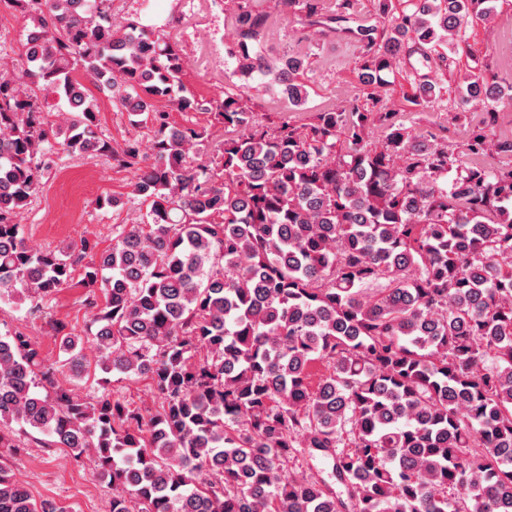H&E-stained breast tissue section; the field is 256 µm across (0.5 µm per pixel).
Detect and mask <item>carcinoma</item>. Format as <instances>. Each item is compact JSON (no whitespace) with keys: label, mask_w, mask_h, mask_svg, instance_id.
Instances as JSON below:
<instances>
[{"label":"carcinoma","mask_w":512,"mask_h":512,"mask_svg":"<svg viewBox=\"0 0 512 512\" xmlns=\"http://www.w3.org/2000/svg\"><path fill=\"white\" fill-rule=\"evenodd\" d=\"M4 2L38 43L21 75L0 73V299L37 315L84 289L90 335L49 326L74 378L102 377L64 386L29 336L0 335V512H63L8 464L30 430L121 488L111 512H512V137L485 133L512 111V78L467 35L509 0H372L367 17L358 0H277L302 38L355 50L360 94L300 124L260 118L250 81L274 75L300 107L311 54L270 59L269 14L231 0L238 82L208 127L159 109L202 103L175 90L179 49L113 27L112 0ZM415 54L462 81L424 75L393 100ZM92 86L151 127L149 148L99 136ZM48 95L67 102L61 124ZM407 110L479 120L459 146L449 126H405ZM216 127L215 153L191 156ZM58 138L136 170L150 206L96 260L88 239L36 249L18 221ZM491 149L508 163L482 164ZM114 372L149 378L160 407L146 417L114 395ZM302 452L329 478L286 475Z\"/></svg>","instance_id":"cac0c4a2"}]
</instances>
